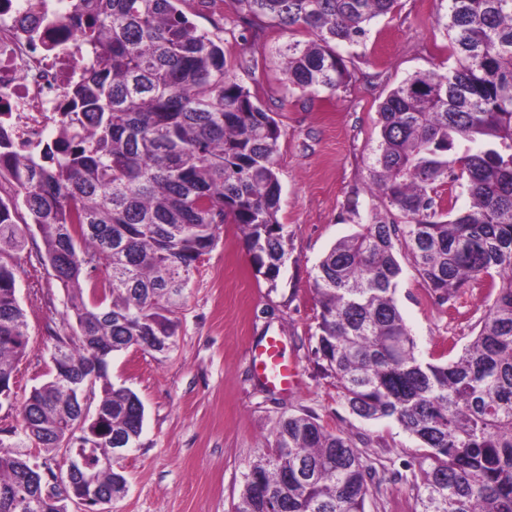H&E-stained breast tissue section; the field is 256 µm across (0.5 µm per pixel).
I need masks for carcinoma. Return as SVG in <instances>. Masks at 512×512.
<instances>
[{"mask_svg": "<svg viewBox=\"0 0 512 512\" xmlns=\"http://www.w3.org/2000/svg\"><path fill=\"white\" fill-rule=\"evenodd\" d=\"M183 0H71L68 20L88 61L69 88L77 107L43 151L17 159L0 125V175L19 188L0 202V397L14 395L28 346L16 268L1 257L41 230L40 260L67 289L77 339L55 337L50 380L13 402L17 450L0 449V512H68L77 485L44 472L24 448L58 451L77 432L94 460L137 447L144 406L109 376L112 353L175 343V314L197 263L237 225L256 272L276 287L288 261L277 176L280 129L225 67L224 40L199 29ZM284 32L291 93L337 91L349 77L338 47L364 40L397 0H237ZM436 19L455 56L418 72L378 112L368 165L398 217H373L315 267L316 353L338 397L366 421L396 420L422 448L418 512H512V0H446ZM471 199L455 209L453 187ZM25 210L26 215L19 214ZM410 258L444 305L489 289L473 339L425 362L395 298ZM95 373L96 435L80 422ZM106 502L123 495L121 466L96 468ZM367 467L354 439L313 414L289 416L251 466L236 512H365Z\"/></svg>", "mask_w": 512, "mask_h": 512, "instance_id": "1", "label": "carcinoma"}]
</instances>
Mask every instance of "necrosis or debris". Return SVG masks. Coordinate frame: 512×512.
<instances>
[{
    "instance_id": "necrosis-or-debris-1",
    "label": "necrosis or debris",
    "mask_w": 512,
    "mask_h": 512,
    "mask_svg": "<svg viewBox=\"0 0 512 512\" xmlns=\"http://www.w3.org/2000/svg\"><path fill=\"white\" fill-rule=\"evenodd\" d=\"M66 3L0 0V122L22 159L45 148L50 133L66 121L59 104L83 68Z\"/></svg>"
}]
</instances>
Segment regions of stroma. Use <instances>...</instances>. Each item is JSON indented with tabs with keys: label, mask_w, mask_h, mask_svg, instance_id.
<instances>
[{
	"label": "stroma",
	"mask_w": 512,
	"mask_h": 512,
	"mask_svg": "<svg viewBox=\"0 0 512 512\" xmlns=\"http://www.w3.org/2000/svg\"><path fill=\"white\" fill-rule=\"evenodd\" d=\"M182 9L201 29L222 24L228 70L280 128L278 218L287 226L289 260L269 285L237 226L225 225L176 314L174 347L163 355L135 347L113 354L111 380L138 395L145 418L137 448L122 461L128 490L104 510L235 512L244 476L269 451L278 421L309 412L328 430L357 438L371 472L366 512H416L419 443L397 421H364L341 403L315 354L320 308L312 275L333 244L386 212L367 170L379 106L415 72L453 65L451 44L435 22L439 0H398L391 14L372 21L363 43L345 49L350 78L333 94H288L278 55L287 34L245 19L237 0H184ZM11 262L29 327L15 384L24 398L49 379L54 338L71 328L66 292L40 263L34 242ZM401 266L403 319L420 357L442 360L449 339L463 345L474 335L486 291L467 289L455 307L442 306L409 260ZM268 335L280 337L299 369L290 390L265 386L254 368L250 352Z\"/></svg>",
	"instance_id": "35a3bbf8"
}]
</instances>
